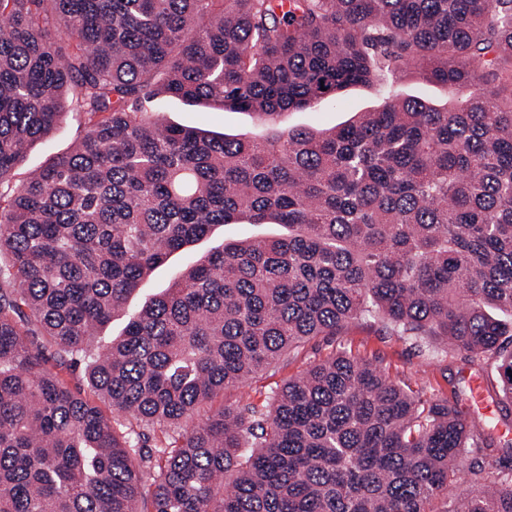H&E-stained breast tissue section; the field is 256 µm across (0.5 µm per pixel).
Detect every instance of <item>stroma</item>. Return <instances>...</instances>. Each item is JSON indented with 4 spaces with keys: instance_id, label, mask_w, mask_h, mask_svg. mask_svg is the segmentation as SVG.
Returning a JSON list of instances; mask_svg holds the SVG:
<instances>
[{
    "instance_id": "1",
    "label": "stroma",
    "mask_w": 512,
    "mask_h": 512,
    "mask_svg": "<svg viewBox=\"0 0 512 512\" xmlns=\"http://www.w3.org/2000/svg\"><path fill=\"white\" fill-rule=\"evenodd\" d=\"M401 96H414L442 106L462 102L469 98L470 88H450L430 83L415 72L405 73L395 84ZM382 98L375 90L356 86L344 91L336 100L306 110L289 111L280 115L275 124L264 123L251 113L213 109L202 104H189L182 100L161 96L154 109L166 122L183 127L207 129L238 137H260L270 129L297 128L331 129L354 118L357 113L378 109ZM82 132L76 114H66L55 130L36 143L26 160L15 170L16 181H23L30 171L43 166L54 155L67 149ZM276 224H248L240 222L216 227L203 240L192 246L189 253L174 254L170 260L154 270L139 291L129 300L130 309H137L145 300L167 288L175 272L188 256H200L223 244L256 237L272 238L279 235ZM349 348L363 354L379 355L391 376L403 379L413 389L429 397L458 395L460 404H467L473 379H482L485 393L495 406V432L503 440L512 441V404L500 402V379L495 369L475 374L469 364L455 352L446 351L436 342L418 343L414 340L389 335L381 322L359 319L348 325L341 335L319 337L276 366L259 372L243 387L224 393L225 403L252 402L265 404L272 391L282 388L288 381L301 376L310 365L324 359L340 348Z\"/></svg>"
}]
</instances>
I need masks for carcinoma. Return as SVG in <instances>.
<instances>
[{"instance_id": "1", "label": "carcinoma", "mask_w": 512, "mask_h": 512, "mask_svg": "<svg viewBox=\"0 0 512 512\" xmlns=\"http://www.w3.org/2000/svg\"><path fill=\"white\" fill-rule=\"evenodd\" d=\"M412 67L475 91L442 108L394 93ZM506 83L512 0H0V512H512V442L377 356L341 351L267 411L213 409L362 317L499 363L512 400ZM357 85L379 109L258 139L150 109L273 121ZM67 112L84 133L15 182ZM241 219L288 235L187 264L97 344L154 269ZM153 108L170 124L207 129L231 136L260 137L268 134L272 128L251 113L188 104L168 96H159L153 102Z\"/></svg>"}]
</instances>
